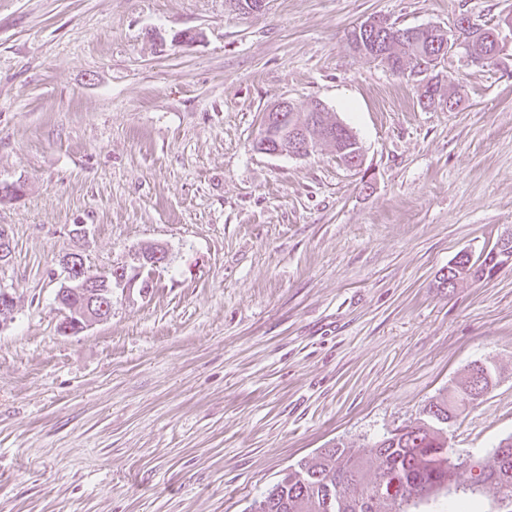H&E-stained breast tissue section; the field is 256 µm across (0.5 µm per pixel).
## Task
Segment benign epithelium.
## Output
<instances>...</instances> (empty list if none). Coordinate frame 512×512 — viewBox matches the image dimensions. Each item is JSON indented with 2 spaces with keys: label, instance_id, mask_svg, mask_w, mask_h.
Listing matches in <instances>:
<instances>
[{
  "label": "benign epithelium",
  "instance_id": "obj_1",
  "mask_svg": "<svg viewBox=\"0 0 512 512\" xmlns=\"http://www.w3.org/2000/svg\"><path fill=\"white\" fill-rule=\"evenodd\" d=\"M494 49L491 53L478 58H470L471 63L483 65L497 58L512 44V38L503 34L502 27L492 29ZM293 109V104L288 100H281L271 106L261 119L262 130H264L262 148L263 152L270 155L288 154L293 157H304L313 150V144L307 137L305 127L282 128L275 134H268L266 130L274 127L275 122L282 119V113ZM168 251L162 245H156L151 249L144 246L134 253V260L137 266L135 278L143 276L145 271L151 274L163 268L168 261ZM60 266L64 273V280L61 283L57 303L59 313L62 316L59 329L63 333L81 332L97 322H103L112 317V288H126L131 284L128 271H123V277L117 278L112 287H101V279L86 270L84 257L79 253H68L61 257ZM67 293H74L82 297L81 303L69 306L62 301V296ZM14 297L6 289H0V330L3 329L13 318Z\"/></svg>",
  "mask_w": 512,
  "mask_h": 512
}]
</instances>
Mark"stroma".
Instances as JSON below:
<instances>
[{"label":"stroma","instance_id":"stroma-1","mask_svg":"<svg viewBox=\"0 0 512 512\" xmlns=\"http://www.w3.org/2000/svg\"><path fill=\"white\" fill-rule=\"evenodd\" d=\"M374 15L494 27L512 0H0V182L25 189L0 203V512H247L476 361L495 381L449 433L455 484L512 433V265L440 283L512 231V47L448 54L461 103L433 111L348 48ZM281 99L321 101L361 167L257 150ZM145 243L169 252L148 294L61 333L59 257L129 267Z\"/></svg>","mask_w":512,"mask_h":512}]
</instances>
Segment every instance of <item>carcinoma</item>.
<instances>
[{"label":"carcinoma","instance_id":"carcinoma-1","mask_svg":"<svg viewBox=\"0 0 512 512\" xmlns=\"http://www.w3.org/2000/svg\"><path fill=\"white\" fill-rule=\"evenodd\" d=\"M440 31L425 38L404 37L392 43L384 65L394 74L418 76L439 62ZM336 126V136L326 142L342 157V151H360L355 133L325 113ZM468 265L462 280L484 278V262L460 255L448 265ZM481 373L482 392L493 384L491 368L475 362L457 385L439 393L420 416L401 425L370 446L352 449L341 441L300 459L283 477L250 505L249 512H443L442 500L467 499L488 489L493 492L489 512H500L499 500L512 499V434L501 439L490 453L473 461L472 483L462 489L448 486L450 471L448 428L462 413L461 401L470 398L474 372Z\"/></svg>","mask_w":512,"mask_h":512}]
</instances>
